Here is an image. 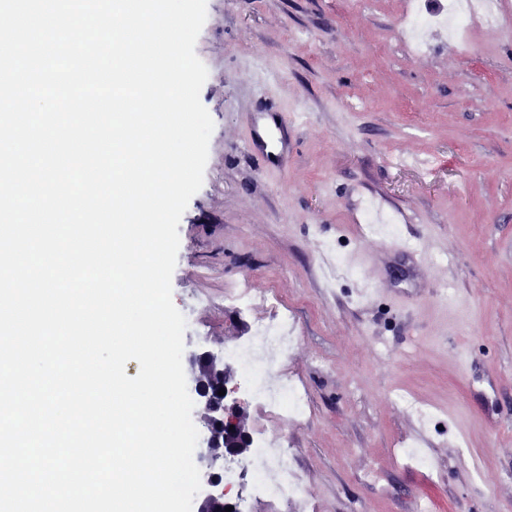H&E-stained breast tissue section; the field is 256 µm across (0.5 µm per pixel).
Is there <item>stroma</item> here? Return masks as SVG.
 <instances>
[{
  "instance_id": "1",
  "label": "stroma",
  "mask_w": 512,
  "mask_h": 512,
  "mask_svg": "<svg viewBox=\"0 0 512 512\" xmlns=\"http://www.w3.org/2000/svg\"><path fill=\"white\" fill-rule=\"evenodd\" d=\"M444 3L206 0L214 128L171 280L183 368L191 387L205 357L228 368L278 298L308 415L236 396L250 439L287 444L308 512H512V0L416 50L407 16ZM262 111L290 121L278 169L247 149ZM372 199L408 216L398 239L370 232ZM240 285L251 307L226 300ZM420 437L428 467L403 453Z\"/></svg>"
}]
</instances>
